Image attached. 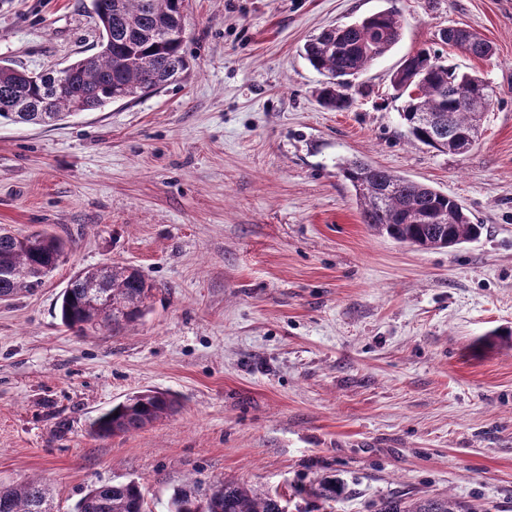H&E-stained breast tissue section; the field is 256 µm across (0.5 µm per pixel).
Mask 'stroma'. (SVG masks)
Here are the masks:
<instances>
[{"mask_svg": "<svg viewBox=\"0 0 512 512\" xmlns=\"http://www.w3.org/2000/svg\"><path fill=\"white\" fill-rule=\"evenodd\" d=\"M382 10L399 42L348 111L324 108L304 43ZM184 25L188 68L157 93L0 124V226L69 238L41 288L0 301V483L40 479L58 512L132 480L149 512L224 480L287 512H512V0H188ZM451 26L491 56L443 43ZM98 42L92 0H0V62L38 72ZM423 49L493 89L466 154L405 133L390 78ZM355 157L456 198L482 235L421 250L374 232L340 169ZM112 263L154 284L149 311L117 336L67 331L61 291ZM146 389L175 411L93 434ZM326 477L336 500L308 493ZM445 35L446 38L443 37ZM441 40L459 50L463 54L476 58L485 59L491 54L489 42L474 29H460L457 27H448L444 29ZM379 512H469L459 501H448L446 498L424 499L406 504L401 500L383 501Z\"/></svg>", "mask_w": 512, "mask_h": 512, "instance_id": "obj_1", "label": "stroma"}]
</instances>
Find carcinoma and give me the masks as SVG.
<instances>
[{
  "mask_svg": "<svg viewBox=\"0 0 512 512\" xmlns=\"http://www.w3.org/2000/svg\"><path fill=\"white\" fill-rule=\"evenodd\" d=\"M182 0H99L95 12L100 31L99 50L70 63L65 83L45 75L34 81L28 71L10 65L0 68V121L52 125L93 111L112 102L136 100L177 80L187 69L180 13ZM401 17L383 10L347 24L328 26L303 47L312 68L326 77L320 91L322 104L344 111L351 106L347 94L351 78L384 56L398 42ZM445 43L463 54L485 59L489 42L474 29L443 30ZM391 84L404 99L400 116L408 136L442 153L455 152L454 142L440 137L436 120L451 117L458 136L477 138L484 112L490 105L491 88L475 72H459L441 57L421 50L397 69ZM462 89L484 101L476 107L461 101ZM359 202L363 223L395 240L428 249L457 246L478 239L484 228L455 199L435 188L360 159L341 165ZM67 249L62 237L38 231L17 236L0 227V298L12 299L40 288ZM154 285L139 270L127 266H103L76 272L60 296L61 323L79 334L86 322L95 293L107 296L112 315L98 328L114 334L134 325L145 315ZM175 401L155 391L138 392L100 413L92 423L98 437L141 430L169 415ZM222 491L209 500L191 487L172 496L167 512H281L279 496L258 495L245 485L222 482ZM0 512H54L50 489L30 480L0 484ZM75 512H146L139 485L101 484L90 489L76 504ZM379 512H469L459 501L424 499L406 504L386 500Z\"/></svg>",
  "mask_w": 512,
  "mask_h": 512,
  "instance_id": "carcinoma-1",
  "label": "carcinoma"
}]
</instances>
